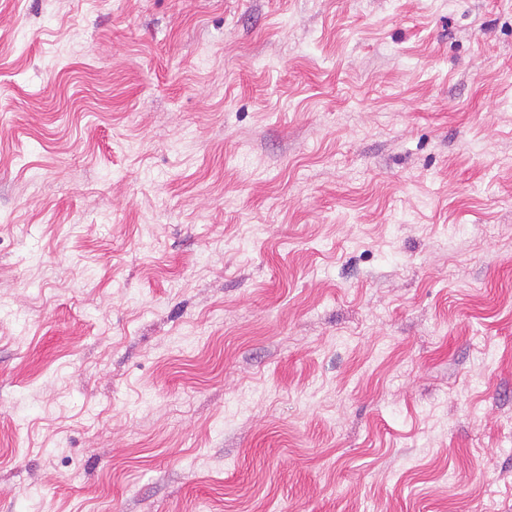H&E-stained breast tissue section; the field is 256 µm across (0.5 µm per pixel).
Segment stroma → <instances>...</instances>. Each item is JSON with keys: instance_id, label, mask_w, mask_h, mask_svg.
<instances>
[{"instance_id": "stroma-1", "label": "stroma", "mask_w": 512, "mask_h": 512, "mask_svg": "<svg viewBox=\"0 0 512 512\" xmlns=\"http://www.w3.org/2000/svg\"><path fill=\"white\" fill-rule=\"evenodd\" d=\"M0 512H512V0H0Z\"/></svg>"}]
</instances>
